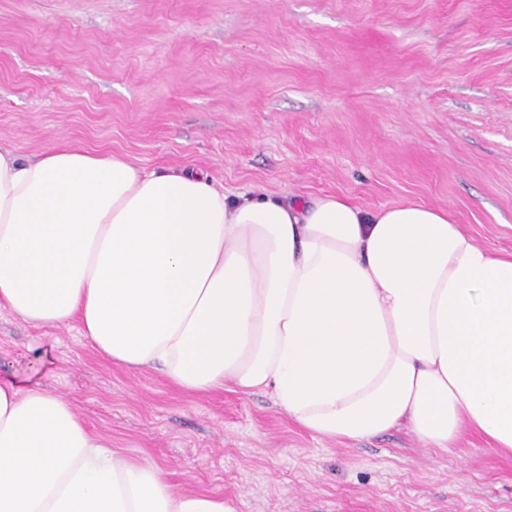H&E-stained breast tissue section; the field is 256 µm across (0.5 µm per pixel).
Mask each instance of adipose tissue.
Segmentation results:
<instances>
[{
    "instance_id": "obj_1",
    "label": "adipose tissue",
    "mask_w": 512,
    "mask_h": 512,
    "mask_svg": "<svg viewBox=\"0 0 512 512\" xmlns=\"http://www.w3.org/2000/svg\"><path fill=\"white\" fill-rule=\"evenodd\" d=\"M0 306L78 322L95 351L174 386L266 393L321 440L463 430L512 456V253L447 210L332 194L228 197L61 142L0 151ZM0 512H237L121 458L70 402L0 377Z\"/></svg>"
}]
</instances>
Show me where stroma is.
I'll return each instance as SVG.
<instances>
[{"instance_id":"35a3bbf8","label":"stroma","mask_w":512,"mask_h":512,"mask_svg":"<svg viewBox=\"0 0 512 512\" xmlns=\"http://www.w3.org/2000/svg\"><path fill=\"white\" fill-rule=\"evenodd\" d=\"M61 140L228 195L417 200L511 252L512 0H0V148ZM0 376L237 512H512V458L478 435L319 440L267 394L114 365L74 322L1 307Z\"/></svg>"}]
</instances>
